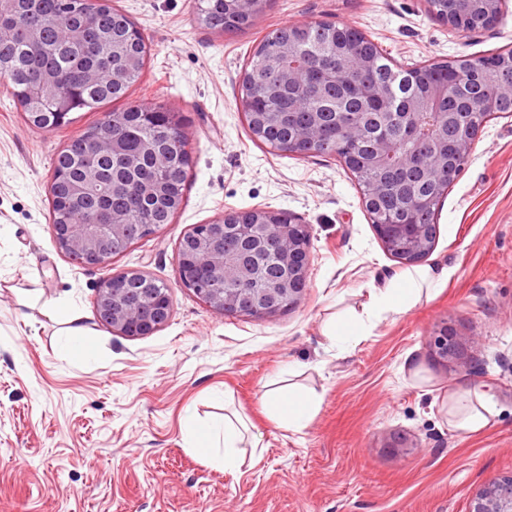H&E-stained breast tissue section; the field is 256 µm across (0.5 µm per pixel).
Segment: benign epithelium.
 I'll return each instance as SVG.
<instances>
[{
    "mask_svg": "<svg viewBox=\"0 0 512 512\" xmlns=\"http://www.w3.org/2000/svg\"><path fill=\"white\" fill-rule=\"evenodd\" d=\"M341 58L342 73L353 75L368 72L372 58L358 52L355 45L346 47ZM384 97L393 98L397 111L390 113V122L376 130L375 155L382 161L395 153L392 130L400 128L406 137L416 134L413 120L415 106L404 102L402 95L392 91ZM439 135L449 137L458 152L471 154L480 132L462 125L443 122ZM275 211L252 209L233 215L228 224H207L205 230L195 224L182 238L178 249L179 284L209 283L211 287L194 288L196 297L207 307L225 315L265 318L287 312L298 306L308 287L309 255L302 247L293 225L277 240L270 239L276 227ZM375 230L385 249L401 255L405 263H415L428 255V237L422 227L411 234H399L396 225L378 220ZM53 236L58 248L83 267L105 268L112 254L129 243V225L115 220L99 224H54ZM274 256L288 265L290 277L267 279L261 288H236L232 291L215 288L235 280L247 284L261 274L267 258ZM143 278L140 273L108 275L97 287L96 310L99 320L112 331L127 336L136 330L148 336L163 326L170 315V302L156 295L152 288L139 289V297L128 298L127 285ZM478 345L471 338L443 327L430 337L434 355L452 371L471 368L469 349ZM468 512H512V477L489 481L470 502Z\"/></svg>",
    "mask_w": 512,
    "mask_h": 512,
    "instance_id": "7a95c632",
    "label": "benign epithelium"
}]
</instances>
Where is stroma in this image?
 <instances>
[{"label": "stroma", "mask_w": 512, "mask_h": 512, "mask_svg": "<svg viewBox=\"0 0 512 512\" xmlns=\"http://www.w3.org/2000/svg\"><path fill=\"white\" fill-rule=\"evenodd\" d=\"M112 5L149 49L128 103L162 102L184 118L185 200L107 269L73 263L52 234L48 184L56 155L100 114L39 129L0 81V512H468L485 483L512 475V116L486 124L441 201L427 258L450 272L440 294L337 349L325 323L360 309L402 264L343 162L252 140L238 85L263 36L289 23L352 25L403 67L509 50L512 0L494 28L470 33L435 19L426 0H267L247 30L224 35L198 23L195 0ZM253 208L294 214L311 240L301 303L260 319L219 313L178 285L186 232ZM126 272L171 288L170 317L151 335L97 319L100 280ZM54 305L75 310L94 358L59 354L68 325ZM445 325L478 339L471 370L433 361L429 338ZM268 383L320 396L305 429L270 420ZM461 385L497 401L480 433L448 426ZM238 409L263 448L229 471L190 449L183 417Z\"/></svg>", "instance_id": "1"}]
</instances>
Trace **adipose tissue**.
I'll list each match as a JSON object with an SVG mask.
<instances>
[{"instance_id": "ef3b65f1", "label": "adipose tissue", "mask_w": 512, "mask_h": 512, "mask_svg": "<svg viewBox=\"0 0 512 512\" xmlns=\"http://www.w3.org/2000/svg\"><path fill=\"white\" fill-rule=\"evenodd\" d=\"M446 275V270L433 265L407 268L383 287L371 289L369 301L361 312L332 320L325 334L336 346H344L357 338L358 329L365 320L400 314L421 301L432 299L438 282ZM263 401L270 416L293 431L306 428L321 403L318 395L296 386L267 390ZM495 412L496 402L487 392L461 387L448 396V422L456 431L469 435L478 433L488 427ZM185 431L196 453L228 470L240 466L243 445L256 449L262 444L260 436H248V427L237 414L222 416L201 426L190 412L185 417Z\"/></svg>"}]
</instances>
